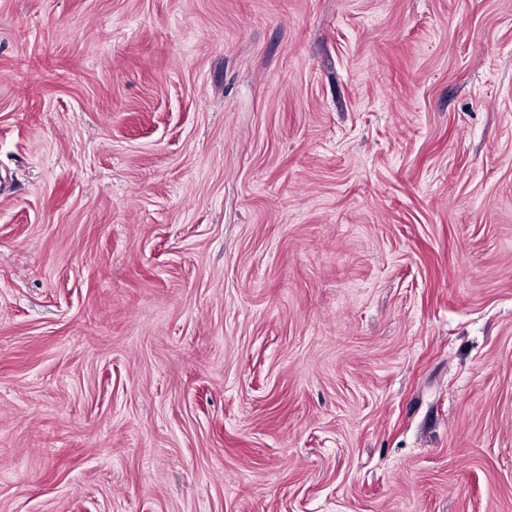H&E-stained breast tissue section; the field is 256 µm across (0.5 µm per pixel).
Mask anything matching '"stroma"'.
I'll return each mask as SVG.
<instances>
[{
	"instance_id": "1",
	"label": "stroma",
	"mask_w": 512,
	"mask_h": 512,
	"mask_svg": "<svg viewBox=\"0 0 512 512\" xmlns=\"http://www.w3.org/2000/svg\"><path fill=\"white\" fill-rule=\"evenodd\" d=\"M0 512H512V0H0Z\"/></svg>"
}]
</instances>
